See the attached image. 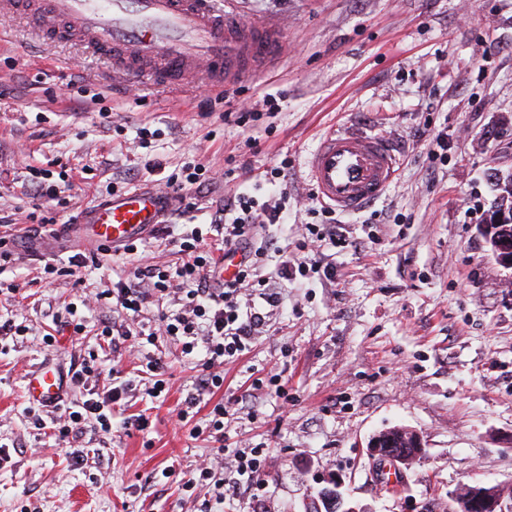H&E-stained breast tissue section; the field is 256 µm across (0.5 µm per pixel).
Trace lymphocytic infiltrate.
I'll return each instance as SVG.
<instances>
[{
	"instance_id": "obj_1",
	"label": "lymphocytic infiltrate",
	"mask_w": 512,
	"mask_h": 512,
	"mask_svg": "<svg viewBox=\"0 0 512 512\" xmlns=\"http://www.w3.org/2000/svg\"><path fill=\"white\" fill-rule=\"evenodd\" d=\"M283 217L281 205H259L247 193L234 194L217 209L210 228L221 237L219 250H211L202 232L174 239L181 261L176 266L147 265L137 268L133 278H118L108 291L113 304L125 314L138 316L147 298L173 297L175 313L160 314L154 324L132 334L136 347L156 344L159 338L178 341L184 354H203L207 370L205 389L221 388L223 375L217 366L236 361L248 351L264 325L265 316L247 296L262 291L258 270L276 248L263 236L265 223ZM239 255L233 278H225L224 261ZM132 386L122 381L100 398L85 400L79 409L69 411L60 434L85 422L108 432L112 429V409L125 400ZM263 445L245 446L233 454L231 465H224L223 450H216L208 463L198 468L199 482L209 487L216 503L224 501L225 471H232L237 483L251 485L263 462Z\"/></svg>"
}]
</instances>
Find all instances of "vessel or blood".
<instances>
[{
  "instance_id": "b4317fda",
  "label": "vessel or blood",
  "mask_w": 512,
  "mask_h": 512,
  "mask_svg": "<svg viewBox=\"0 0 512 512\" xmlns=\"http://www.w3.org/2000/svg\"><path fill=\"white\" fill-rule=\"evenodd\" d=\"M235 0H0V21L27 15L39 35L65 37L86 55L111 61L128 83L152 80L183 87L232 86L276 57L283 47L279 25L239 18ZM399 160L389 142L351 127L329 133L308 160L317 199L336 210H361L385 193ZM168 201L155 190L136 189L93 207L61 234L118 250L159 231ZM30 404L51 408L68 382L43 364L27 375Z\"/></svg>"
}]
</instances>
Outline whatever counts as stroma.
<instances>
[{
    "mask_svg": "<svg viewBox=\"0 0 512 512\" xmlns=\"http://www.w3.org/2000/svg\"><path fill=\"white\" fill-rule=\"evenodd\" d=\"M236 9L280 24L286 47L228 100L204 88L124 86L107 60L64 40L39 42L26 21L1 24L0 225L21 237L45 219L72 224L106 201L107 187L159 190L188 165L258 174L284 160L288 221L268 231L289 259L305 260L303 225L325 221L307 209L305 173L322 136L347 124L394 137L397 176L379 201L342 216L350 246L324 251L335 279L289 281L279 257L267 261L262 275L277 303L266 330L225 365L221 389L201 392L187 424L177 409L198 390L199 358L163 338L128 356L96 335L101 321L128 322L95 298L114 277L179 262L167 233L145 238L137 256L64 242L55 258L78 253L83 265L49 284L37 277L40 258L17 246L0 280L22 294L0 293V318L27 333L0 335V512H210L207 487L184 484L212 453L209 413L227 401L226 454L260 443L266 456L250 493L227 484L224 512H314L333 481L359 512H448L464 485L512 482V270L481 233L512 176V0H238ZM268 94L280 105L272 116ZM244 101L259 120L247 129L225 122ZM423 126L445 141L442 154L415 137ZM141 127L150 131L143 147ZM150 160L161 169L146 173ZM33 165L73 171L72 186L55 200L39 195ZM238 185L203 182L196 210H167L165 225L188 232L210 223ZM72 305L85 335L58 333L45 346L43 334ZM148 357L162 360L165 391L127 397L106 433L56 438L61 408L24 398L40 363L68 374L88 361L102 367L70 385L67 400L80 402L109 388L108 368L132 379ZM272 374L289 403L253 390ZM144 412L151 424L141 430ZM398 426L421 435L424 453L387 486L367 443ZM82 448L97 449L94 462L79 463Z\"/></svg>",
    "mask_w": 512,
    "mask_h": 512,
    "instance_id": "obj_1",
    "label": "stroma"
}]
</instances>
